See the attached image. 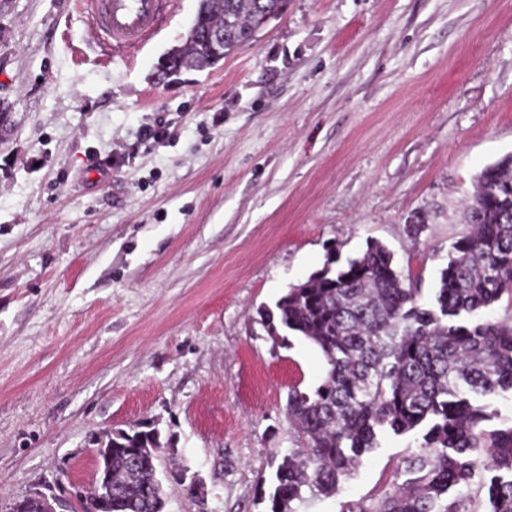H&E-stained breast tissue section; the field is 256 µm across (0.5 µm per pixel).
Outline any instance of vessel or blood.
<instances>
[{
  "mask_svg": "<svg viewBox=\"0 0 512 512\" xmlns=\"http://www.w3.org/2000/svg\"><path fill=\"white\" fill-rule=\"evenodd\" d=\"M94 30L107 48L135 49L161 28L169 0H87Z\"/></svg>",
  "mask_w": 512,
  "mask_h": 512,
  "instance_id": "1",
  "label": "vessel or blood"
}]
</instances>
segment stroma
<instances>
[{
    "label": "stroma",
    "mask_w": 512,
    "mask_h": 512,
    "mask_svg": "<svg viewBox=\"0 0 512 512\" xmlns=\"http://www.w3.org/2000/svg\"><path fill=\"white\" fill-rule=\"evenodd\" d=\"M198 3L115 54L82 0H0V512L61 472L90 489L92 436L139 422L207 482L202 504L168 485L165 512H269L288 388L324 360L273 347L257 308L371 241L431 301L476 174L512 153V0H287L157 82ZM419 441L384 435L296 512L378 497Z\"/></svg>",
    "instance_id": "obj_1"
}]
</instances>
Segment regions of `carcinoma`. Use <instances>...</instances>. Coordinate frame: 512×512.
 <instances>
[{"mask_svg": "<svg viewBox=\"0 0 512 512\" xmlns=\"http://www.w3.org/2000/svg\"><path fill=\"white\" fill-rule=\"evenodd\" d=\"M284 0H204L185 41L160 63L184 73L251 40L261 17ZM472 230L456 240L440 270L434 299L422 301L378 242L289 287L258 314L273 343L291 332L322 353L325 371L312 389L288 387L290 448L270 480V512L334 496L379 436L422 433L403 457L401 484L374 505L345 512H512V424H493L492 399L512 393V314L490 318L502 300L512 308V154L481 170L467 205ZM172 448L155 425L115 430L98 441L100 481L77 499L80 512H100L101 482L111 486L108 512H164L165 485L185 468L160 472Z\"/></svg>", "mask_w": 512, "mask_h": 512, "instance_id": "cac0c4a2", "label": "carcinoma"}]
</instances>
